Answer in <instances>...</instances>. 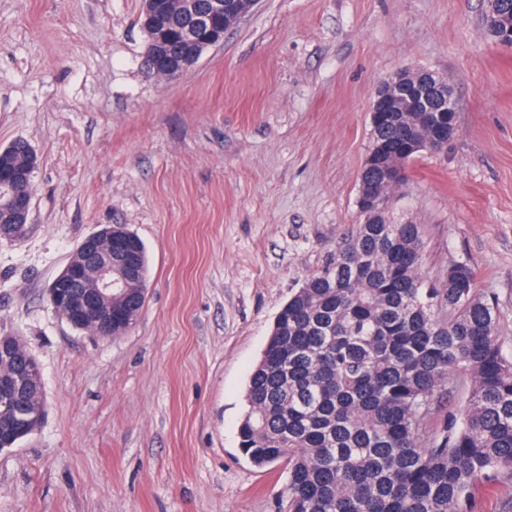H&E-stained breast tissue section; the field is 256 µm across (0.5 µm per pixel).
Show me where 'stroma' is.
I'll return each mask as SVG.
<instances>
[{
  "instance_id": "1",
  "label": "stroma",
  "mask_w": 512,
  "mask_h": 512,
  "mask_svg": "<svg viewBox=\"0 0 512 512\" xmlns=\"http://www.w3.org/2000/svg\"><path fill=\"white\" fill-rule=\"evenodd\" d=\"M141 0H0V146L38 159L25 236L0 240V336L42 371L38 430L0 452V512H278L285 463L239 450L274 319L352 225L371 107L402 71L443 79L457 134L407 165L393 223L421 276L464 263L512 356V51L489 0H257L194 69L142 64ZM104 224L143 241L123 334L72 328L47 289Z\"/></svg>"
}]
</instances>
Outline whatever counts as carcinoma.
Segmentation results:
<instances>
[{
    "instance_id": "obj_1",
    "label": "carcinoma",
    "mask_w": 512,
    "mask_h": 512,
    "mask_svg": "<svg viewBox=\"0 0 512 512\" xmlns=\"http://www.w3.org/2000/svg\"><path fill=\"white\" fill-rule=\"evenodd\" d=\"M409 139L432 141L415 112L372 128L383 154L363 167L366 190L384 192V168L414 158L392 152ZM29 149L13 142L0 169L20 174ZM128 241L137 275L113 299L114 336L145 303V246L134 233ZM420 246L421 225L374 212L277 314L238 437L254 465L286 463L279 512H475L477 482L512 476V359L498 342V303L477 292L464 263L449 266L441 286L426 285ZM464 373L466 405L424 441L436 404Z\"/></svg>"
}]
</instances>
